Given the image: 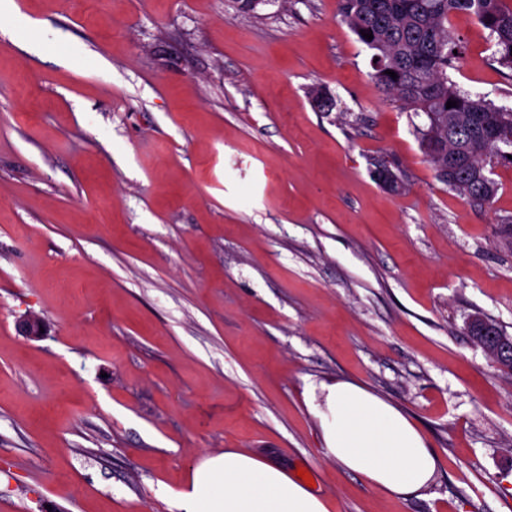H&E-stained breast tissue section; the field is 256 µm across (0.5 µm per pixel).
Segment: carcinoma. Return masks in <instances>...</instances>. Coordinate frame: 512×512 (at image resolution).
I'll use <instances>...</instances> for the list:
<instances>
[{"mask_svg":"<svg viewBox=\"0 0 512 512\" xmlns=\"http://www.w3.org/2000/svg\"><path fill=\"white\" fill-rule=\"evenodd\" d=\"M337 11L374 51L377 87L425 116L415 132L436 178L474 206L491 204L497 185L486 173L487 159L494 155L512 164V108L463 91L448 77L462 53L448 22L456 14L476 19L489 32L493 61L512 70V5L507 0H337ZM364 31L373 39L364 38ZM449 100L456 106L446 108ZM372 166L374 173L382 168L393 174L385 189L405 187L395 162L378 158Z\"/></svg>","mask_w":512,"mask_h":512,"instance_id":"obj_1","label":"carcinoma"}]
</instances>
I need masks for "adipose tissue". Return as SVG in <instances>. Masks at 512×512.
I'll return each mask as SVG.
<instances>
[{
    "label": "adipose tissue",
    "mask_w": 512,
    "mask_h": 512,
    "mask_svg": "<svg viewBox=\"0 0 512 512\" xmlns=\"http://www.w3.org/2000/svg\"><path fill=\"white\" fill-rule=\"evenodd\" d=\"M308 407L320 421L327 456L368 486L405 496L432 480L437 456L424 433L367 387L319 383ZM175 498L178 512H329L325 500L280 467L234 448L195 461Z\"/></svg>",
    "instance_id": "obj_1"
}]
</instances>
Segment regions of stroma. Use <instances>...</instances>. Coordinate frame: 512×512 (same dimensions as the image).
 Masks as SVG:
<instances>
[{"label": "stroma", "instance_id": "stroma-1", "mask_svg": "<svg viewBox=\"0 0 512 512\" xmlns=\"http://www.w3.org/2000/svg\"><path fill=\"white\" fill-rule=\"evenodd\" d=\"M13 2L0 512H177L193 461L227 448L309 472L330 512H512V375L467 330L478 313L512 336V164L487 208L439 182L336 0ZM450 27V78L512 107L487 30ZM378 157L404 191L373 180ZM30 315L46 336L20 333ZM338 379L427 436L426 489L326 456L307 397Z\"/></svg>", "mask_w": 512, "mask_h": 512}]
</instances>
